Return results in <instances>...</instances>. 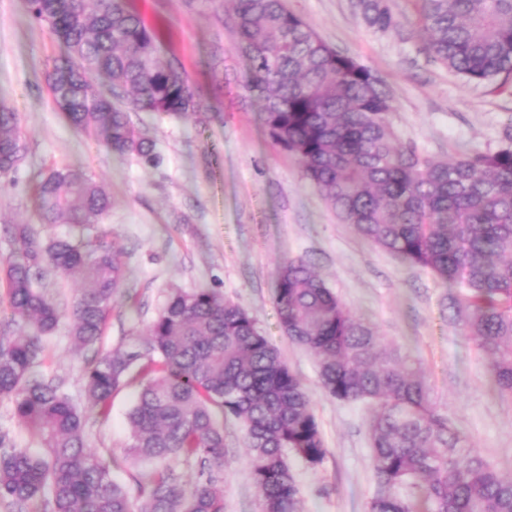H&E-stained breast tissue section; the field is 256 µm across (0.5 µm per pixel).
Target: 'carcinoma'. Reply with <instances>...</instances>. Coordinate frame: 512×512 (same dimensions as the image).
Segmentation results:
<instances>
[{
	"label": "carcinoma",
	"instance_id": "carcinoma-1",
	"mask_svg": "<svg viewBox=\"0 0 512 512\" xmlns=\"http://www.w3.org/2000/svg\"><path fill=\"white\" fill-rule=\"evenodd\" d=\"M426 49L448 71L497 92L512 88V0H416ZM69 54L50 76L56 106L82 133L154 161V144L112 99L134 112L186 119L201 111L186 73L161 58L155 34L124 0H27ZM365 25L393 32L389 0H354ZM237 49L248 62L244 87L262 101L270 137L302 164L327 204L365 240L430 270L447 288L463 335L488 358L498 391L512 396V115L503 144L433 159L400 141L383 82L323 41L285 0H233ZM103 79L104 93L95 88ZM27 151L15 112L0 105V176ZM43 223L76 229L101 223L109 193L83 172L51 171L36 190ZM6 278L11 320L27 336H0V396L41 447L16 448L0 434V500L45 499L49 512H224V428L245 430L261 512H300L290 467L319 465L327 453L311 396L239 305L209 288L173 291L144 341L145 352L115 351L87 362L91 407L108 417L112 395L132 379L140 390L127 414L123 461L138 498L112 479L116 458L86 447L85 417L38 371L42 338L61 314L42 286V268L78 274L83 288L70 334L81 347L101 335L122 294V249L95 239L47 242L16 224ZM280 328L317 359L323 390L375 404L368 431L376 489L368 512H512V479L498 475L430 399L421 364L356 317L301 257L277 267ZM196 469L178 480L167 462Z\"/></svg>",
	"mask_w": 512,
	"mask_h": 512
}]
</instances>
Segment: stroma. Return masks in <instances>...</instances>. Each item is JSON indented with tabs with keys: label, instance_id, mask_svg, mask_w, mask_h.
Returning a JSON list of instances; mask_svg holds the SVG:
<instances>
[{
	"label": "stroma",
	"instance_id": "35a3bbf8",
	"mask_svg": "<svg viewBox=\"0 0 512 512\" xmlns=\"http://www.w3.org/2000/svg\"><path fill=\"white\" fill-rule=\"evenodd\" d=\"M390 5L400 26L380 34L361 22L352 0H286L326 43L383 81L400 141L436 159L497 149L512 94L449 72L424 51L412 0ZM126 6L155 32L162 58L182 67L203 104L200 115L183 121L131 113L156 143L152 163L117 154L67 121L49 91L64 45L30 16L26 0H0V104L16 112L27 142L15 173L0 178V260L12 253L13 225H32L44 239L71 234L69 225L41 223L34 203L37 182L67 167L110 193V212L88 235H107L127 268L128 298L113 306L95 344L83 348L69 334L79 278L52 273L45 281L62 318L42 341L39 369L84 411L87 447L122 456L125 415L140 389L135 381L121 388L109 417L101 418L85 397L88 360L140 345L172 289L210 288L249 312L312 396L327 453L315 467L290 462L302 512H367L375 490L372 408L327 396L312 354L279 326L276 266L301 257L347 308L421 361L439 411L512 478V398L498 393L486 356L454 323L447 288L427 269L359 237L307 181L299 161L267 135L255 93L242 87L246 62L236 48L231 0H126ZM224 445V512H260L239 424L225 422Z\"/></svg>",
	"mask_w": 512,
	"mask_h": 512
}]
</instances>
